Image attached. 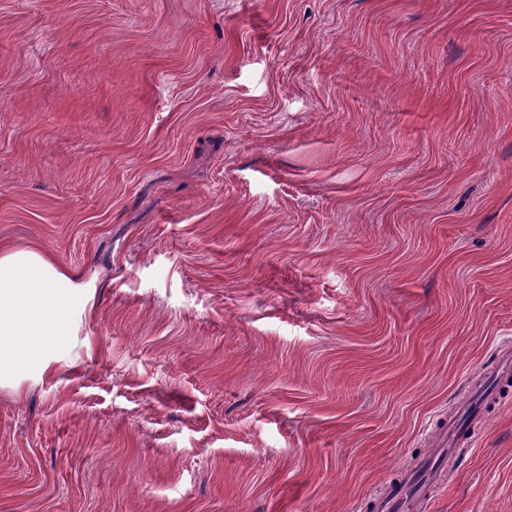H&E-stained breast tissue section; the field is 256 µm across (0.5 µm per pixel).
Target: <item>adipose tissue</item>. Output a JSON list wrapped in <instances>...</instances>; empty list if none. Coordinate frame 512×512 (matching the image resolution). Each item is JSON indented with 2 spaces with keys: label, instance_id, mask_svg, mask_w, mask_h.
<instances>
[{
  "label": "adipose tissue",
  "instance_id": "obj_1",
  "mask_svg": "<svg viewBox=\"0 0 512 512\" xmlns=\"http://www.w3.org/2000/svg\"><path fill=\"white\" fill-rule=\"evenodd\" d=\"M94 290L77 270L29 248L0 249V388L73 366V340Z\"/></svg>",
  "mask_w": 512,
  "mask_h": 512
}]
</instances>
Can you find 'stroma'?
Returning <instances> with one entry per match:
<instances>
[{"instance_id":"1","label":"stroma","mask_w":512,"mask_h":512,"mask_svg":"<svg viewBox=\"0 0 512 512\" xmlns=\"http://www.w3.org/2000/svg\"><path fill=\"white\" fill-rule=\"evenodd\" d=\"M96 288L0 389V512H512V0H0V248ZM423 487L414 474L405 473L397 486L385 496L376 499V512H415L421 510Z\"/></svg>"}]
</instances>
